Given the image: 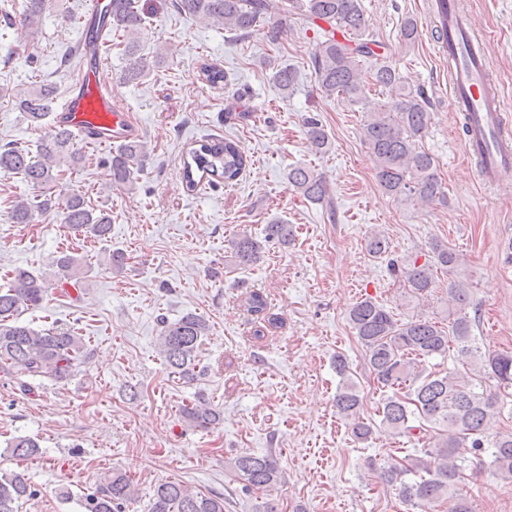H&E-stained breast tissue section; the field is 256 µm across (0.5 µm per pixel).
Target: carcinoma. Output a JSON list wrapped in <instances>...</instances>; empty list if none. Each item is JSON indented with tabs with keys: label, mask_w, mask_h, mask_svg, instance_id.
I'll use <instances>...</instances> for the list:
<instances>
[{
	"label": "carcinoma",
	"mask_w": 512,
	"mask_h": 512,
	"mask_svg": "<svg viewBox=\"0 0 512 512\" xmlns=\"http://www.w3.org/2000/svg\"><path fill=\"white\" fill-rule=\"evenodd\" d=\"M173 7L203 22L217 24L240 38L255 32L262 21H268L265 36L276 42L282 26L271 20L277 5L273 0H172ZM51 0H26L19 20L4 15L12 27L21 25L33 33ZM299 8L310 22L323 20L330 25L323 40L313 53L317 83L328 96H343L353 102L366 98L372 85L389 93V100L379 109L368 113L363 124V143L373 154L376 178L383 190L402 203L430 204L445 199L439 181L436 159L419 146L429 120L427 100L419 90L407 86L391 64L380 62L371 73L362 70V61L376 56L372 40L363 38L362 0H301ZM101 22L126 38L124 54L129 58L122 73L126 83L140 81L148 65L137 57L134 34L145 22L137 0H112V10L104 12ZM342 34L337 39L334 33ZM200 71L205 81L218 85L226 80L224 69L203 63ZM275 87L286 92L295 84V72L287 67L273 75ZM15 104L28 122L36 127L45 124L52 112L53 89L42 84L36 89L14 93ZM312 150L324 153L329 146L328 135L319 122L308 118L304 122ZM147 145L139 139L124 141L112 152L108 162L109 184L116 189L133 187L136 175L146 158ZM184 162L186 187L195 189L206 177L219 178L229 185L238 180L249 159L239 143L231 138H210L189 152ZM83 160L75 146V136L58 123L45 132L37 153L18 143L0 145V174L16 175L32 186L30 198L10 202L7 214L13 224H30L38 212L48 211L55 200L43 193L55 182L61 167L75 169ZM288 182L305 199L322 203L328 195L324 176L311 168L296 166L288 172ZM64 223L77 233L105 241L111 234L109 212L95 209L80 193H72L60 203ZM263 240L243 232L230 242L232 257L243 267L261 259L265 244L286 247L292 241V225L275 219L265 225ZM432 263L412 261L402 270L405 286L417 297L433 287V269L453 270L461 264L459 254L447 244L432 245ZM81 262L70 251H62L51 261L52 277L18 268L13 272L8 288L0 289V373L11 375L20 369L21 375L36 379L62 381L74 375L90 354L84 337L74 328L51 327L34 330L20 322L22 312L39 306L51 286L64 289L73 286ZM469 300V289L461 281L448 286V316L446 320L417 317L401 322L376 301L366 298L349 310V320L356 336L366 350L367 363L373 382L383 394L378 416L384 430L394 436L414 437L430 429L427 447L420 455L403 464L389 462L381 468L382 482L398 487L401 497L420 509L432 512L444 502L452 503V512H471L466 499L456 493L457 481L463 472V451L491 449L490 465L497 476L512 481V433L489 435L498 413V394L484 388L482 382L468 372L450 369L444 373H424L420 366L428 359L443 356L451 346L478 366L477 372L495 379L503 388L512 387V353L482 354L472 345L471 324L462 314ZM248 311L263 322L264 330L276 329L281 319L268 311L265 295L257 290L245 298ZM208 331L207 322L188 313L174 322H162L158 338L161 355L170 373L191 383L200 372L195 362L200 340ZM337 412L351 422L354 436L366 441L374 433L373 425L360 420L361 396L357 385L343 383L336 392ZM182 418L193 427L209 428L217 424L220 414L201 401L185 408ZM6 452L18 460L39 456L36 441L16 437ZM232 468L249 489L272 492L281 482L278 461L272 454L244 453L237 456ZM36 494V489L21 472L0 471V512H18L22 502ZM136 485L120 470L108 471L94 489L78 499L79 512H125L134 500ZM149 512H224V498L192 491L188 486L166 481L155 486L150 496Z\"/></svg>",
	"instance_id": "cac0c4a2"
}]
</instances>
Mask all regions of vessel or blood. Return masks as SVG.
<instances>
[{"label":"vessel or blood","mask_w":512,"mask_h":512,"mask_svg":"<svg viewBox=\"0 0 512 512\" xmlns=\"http://www.w3.org/2000/svg\"><path fill=\"white\" fill-rule=\"evenodd\" d=\"M427 11L439 27V48L448 62L450 107L462 116L465 149L483 185L512 190V114L491 76L487 42L461 0H427ZM97 39H82L86 60L77 83L62 107V123L92 142H118L139 132L130 113L116 103L102 75Z\"/></svg>","instance_id":"1"}]
</instances>
